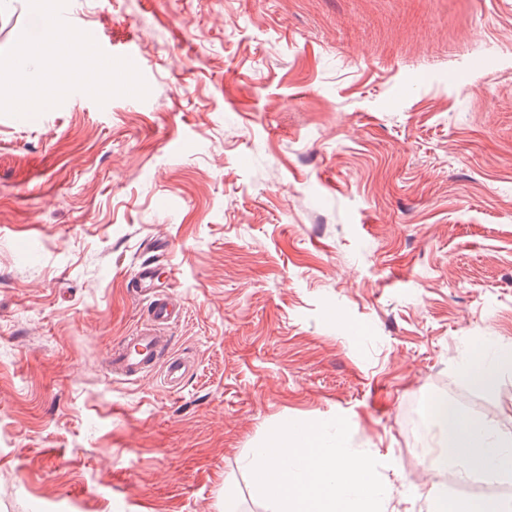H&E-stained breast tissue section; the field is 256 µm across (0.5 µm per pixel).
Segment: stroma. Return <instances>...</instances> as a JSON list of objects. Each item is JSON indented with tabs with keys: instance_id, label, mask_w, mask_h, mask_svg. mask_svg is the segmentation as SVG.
Instances as JSON below:
<instances>
[{
	"instance_id": "35a3bbf8",
	"label": "stroma",
	"mask_w": 512,
	"mask_h": 512,
	"mask_svg": "<svg viewBox=\"0 0 512 512\" xmlns=\"http://www.w3.org/2000/svg\"><path fill=\"white\" fill-rule=\"evenodd\" d=\"M124 83L0 91V512H269L246 462L341 415L389 512L460 497L445 397L512 438V0H64ZM41 37L0 5V73ZM169 249L156 256L155 239ZM158 261L191 363L103 361ZM507 368L512 369V349L500 351L493 363L477 358L468 369L469 382L475 387L490 389L495 386L500 370Z\"/></svg>"
}]
</instances>
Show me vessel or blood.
<instances>
[{
    "mask_svg": "<svg viewBox=\"0 0 512 512\" xmlns=\"http://www.w3.org/2000/svg\"><path fill=\"white\" fill-rule=\"evenodd\" d=\"M153 264L141 263L128 286L145 300V323L113 345L106 370L112 379L134 382L162 372L169 390H180L189 371L172 349L168 329L179 318L180 304L170 286L159 284Z\"/></svg>",
    "mask_w": 512,
    "mask_h": 512,
    "instance_id": "1",
    "label": "vessel or blood"
}]
</instances>
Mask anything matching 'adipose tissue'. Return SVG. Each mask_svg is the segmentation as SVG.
I'll return each instance as SVG.
<instances>
[{
    "mask_svg": "<svg viewBox=\"0 0 512 512\" xmlns=\"http://www.w3.org/2000/svg\"><path fill=\"white\" fill-rule=\"evenodd\" d=\"M42 36L38 49L21 45L15 51V65L9 75L0 76V86L11 90L14 99L24 102L28 112H40L59 98L62 82L86 83L101 90L104 78L87 75L90 43L75 40L69 56L59 52L61 34L48 11H41ZM436 424L441 449L430 457V468L455 469L463 477L489 473L501 478L512 477V439L503 438L484 421L464 417L455 410L439 413Z\"/></svg>",
    "mask_w": 512,
    "mask_h": 512,
    "instance_id": "adipose-tissue-1",
    "label": "adipose tissue"
}]
</instances>
